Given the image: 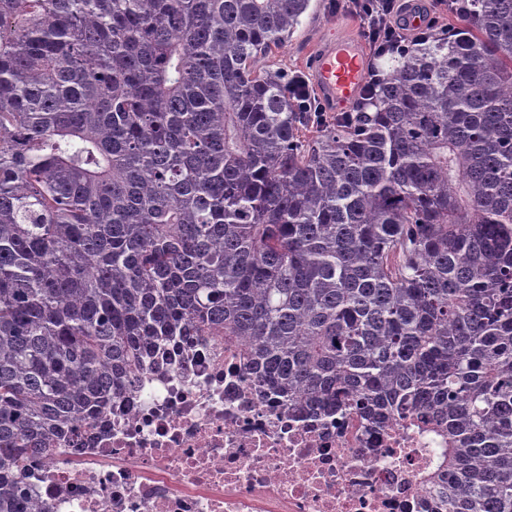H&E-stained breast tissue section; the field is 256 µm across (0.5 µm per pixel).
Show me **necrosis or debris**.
Returning <instances> with one entry per match:
<instances>
[{
    "mask_svg": "<svg viewBox=\"0 0 512 512\" xmlns=\"http://www.w3.org/2000/svg\"><path fill=\"white\" fill-rule=\"evenodd\" d=\"M78 428L21 485L44 512H418V473L437 445L288 408L213 336L157 350Z\"/></svg>",
    "mask_w": 512,
    "mask_h": 512,
    "instance_id": "obj_1",
    "label": "necrosis or debris"
}]
</instances>
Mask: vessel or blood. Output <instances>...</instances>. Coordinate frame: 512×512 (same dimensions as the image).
I'll use <instances>...</instances> for the list:
<instances>
[{"instance_id":"obj_1","label":"vessel or blood","mask_w":512,"mask_h":512,"mask_svg":"<svg viewBox=\"0 0 512 512\" xmlns=\"http://www.w3.org/2000/svg\"><path fill=\"white\" fill-rule=\"evenodd\" d=\"M363 42L349 36L323 44L311 59V74L316 90L328 106L343 109L363 86Z\"/></svg>"}]
</instances>
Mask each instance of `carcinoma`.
I'll return each instance as SVG.
<instances>
[{
	"label": "carcinoma",
	"mask_w": 512,
	"mask_h": 512,
	"mask_svg": "<svg viewBox=\"0 0 512 512\" xmlns=\"http://www.w3.org/2000/svg\"><path fill=\"white\" fill-rule=\"evenodd\" d=\"M311 0H0V512L151 350L428 430L427 512H512V0L309 119Z\"/></svg>",
	"instance_id": "carcinoma-1"
}]
</instances>
